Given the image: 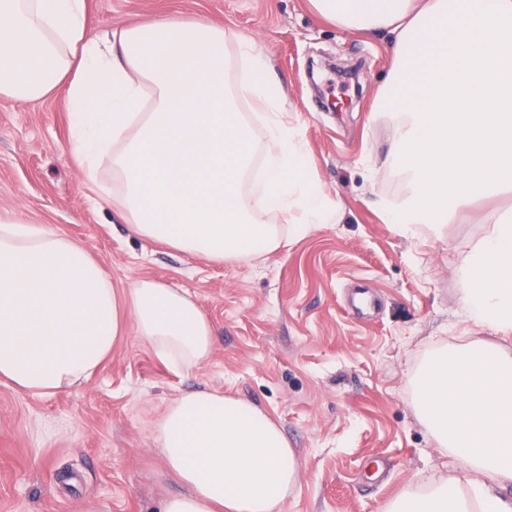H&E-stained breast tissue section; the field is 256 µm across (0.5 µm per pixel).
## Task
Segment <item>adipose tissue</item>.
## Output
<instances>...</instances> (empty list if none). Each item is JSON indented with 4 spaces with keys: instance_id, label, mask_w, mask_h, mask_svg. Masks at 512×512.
Listing matches in <instances>:
<instances>
[{
    "instance_id": "obj_1",
    "label": "adipose tissue",
    "mask_w": 512,
    "mask_h": 512,
    "mask_svg": "<svg viewBox=\"0 0 512 512\" xmlns=\"http://www.w3.org/2000/svg\"><path fill=\"white\" fill-rule=\"evenodd\" d=\"M325 20L386 35L392 57L376 107L393 122L384 170L410 193L391 224H437L468 199L512 187V0H309ZM246 68L228 83L231 59ZM64 91L67 155L93 185L112 182V212L135 236L207 261L259 257L288 232L339 213L307 173L308 146L285 121L287 94L249 40L200 18L163 16L96 31L89 0H0V98ZM266 114L264 189L245 197L253 129ZM467 317L494 338L434 353L418 376L420 417L469 475L400 492L388 512H512V211L456 268ZM131 330L174 371L213 355L205 314L182 291L131 280L116 293L82 244L35 224L0 223V380L27 395L91 377ZM167 472L184 488L161 512H278L296 453L256 404L212 389L183 393L154 426Z\"/></svg>"
}]
</instances>
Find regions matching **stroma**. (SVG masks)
<instances>
[{
	"instance_id": "stroma-1",
	"label": "stroma",
	"mask_w": 512,
	"mask_h": 512,
	"mask_svg": "<svg viewBox=\"0 0 512 512\" xmlns=\"http://www.w3.org/2000/svg\"><path fill=\"white\" fill-rule=\"evenodd\" d=\"M99 29L176 14L207 18L250 39L286 88L287 117L310 173L343 213L259 259L206 262L113 223L65 156L63 94L0 98V218L43 224L83 243L114 288L129 279L185 292L218 336L212 358L176 373L135 333L70 392L36 397L0 381V512H159L179 492L157 453L156 420L200 387L258 405L296 452L280 512H386L403 490L466 482L459 461L421 422L414 380L435 352L490 338L473 325L456 266L512 208V190L470 200L444 224L388 223L400 175L372 176L390 127L372 111L390 74L380 36L317 17L308 0H90ZM347 101L343 112L326 111Z\"/></svg>"
}]
</instances>
